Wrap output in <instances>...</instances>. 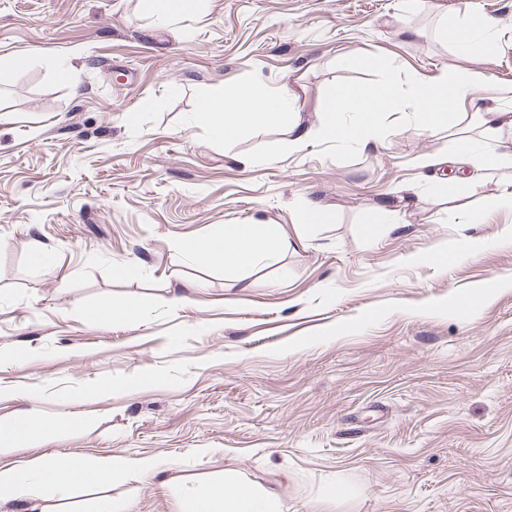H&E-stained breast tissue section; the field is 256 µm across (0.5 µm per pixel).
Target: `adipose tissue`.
Here are the masks:
<instances>
[{
    "mask_svg": "<svg viewBox=\"0 0 512 512\" xmlns=\"http://www.w3.org/2000/svg\"><path fill=\"white\" fill-rule=\"evenodd\" d=\"M496 24L491 18L475 23L467 16L442 30L445 39L460 51L489 56L494 47ZM380 79L371 88H337L323 107L318 129H311L299 113L290 111L294 95L285 88L278 96L258 93L257 81L249 77L225 88L222 94L203 99L198 111L205 118L213 140L231 143L242 130L287 121L293 147H302L311 133L360 149L375 148L380 136L379 114L411 109L420 131L433 133L446 126L465 98L472 78L464 72H444L401 89L398 69L391 60L375 58ZM289 242L264 224H228L221 235L204 241H186L180 248L196 260L245 274L287 251ZM60 418L49 421L38 410L25 411L9 423L0 422V447H31L45 433L69 426ZM160 469L150 457H108L93 462L65 460L43 455L17 467L0 466V506L26 512L30 500L63 499L74 490H100L95 512H129L122 498L103 494L102 489L117 475L150 476ZM180 512H276L274 494H263L221 483H192L178 491Z\"/></svg>",
    "mask_w": 512,
    "mask_h": 512,
    "instance_id": "1",
    "label": "adipose tissue"
}]
</instances>
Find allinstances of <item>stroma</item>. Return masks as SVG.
I'll return each instance as SVG.
<instances>
[{"label":"stroma","instance_id":"obj_1","mask_svg":"<svg viewBox=\"0 0 512 512\" xmlns=\"http://www.w3.org/2000/svg\"><path fill=\"white\" fill-rule=\"evenodd\" d=\"M472 12L497 23L492 61L441 36ZM16 52L32 60L0 78V420L89 425L0 465L154 457L160 474L112 482L131 512H180L169 477L271 489L281 512H512V210L489 205L512 165L441 191L447 168L417 164L486 106L512 113V0H195L168 24L144 0H0ZM374 56L405 86L472 73L449 133L386 112L371 151L296 150L282 123L225 145L197 112L253 76L262 95L291 85L315 127L337 86L378 81ZM228 224L290 242L247 288L178 250ZM464 236L477 254L432 262ZM104 295L138 318L91 322Z\"/></svg>","mask_w":512,"mask_h":512}]
</instances>
